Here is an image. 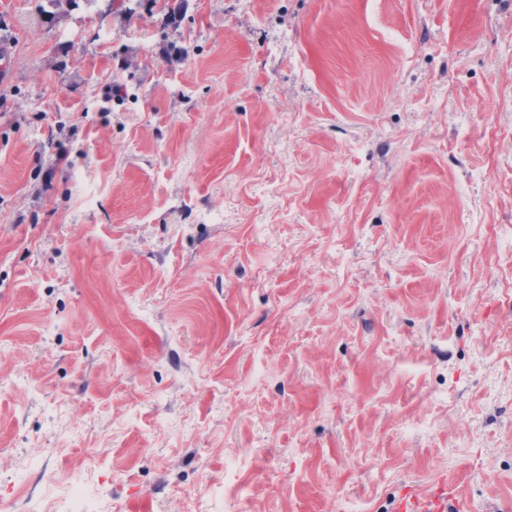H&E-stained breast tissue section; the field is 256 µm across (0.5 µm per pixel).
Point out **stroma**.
<instances>
[{
  "label": "stroma",
  "mask_w": 512,
  "mask_h": 512,
  "mask_svg": "<svg viewBox=\"0 0 512 512\" xmlns=\"http://www.w3.org/2000/svg\"><path fill=\"white\" fill-rule=\"evenodd\" d=\"M171 3L0 0V498L512 512V0ZM448 509V495L443 487L427 501L420 502L415 496L409 502L403 500L398 512H445Z\"/></svg>",
  "instance_id": "35a3bbf8"
}]
</instances>
